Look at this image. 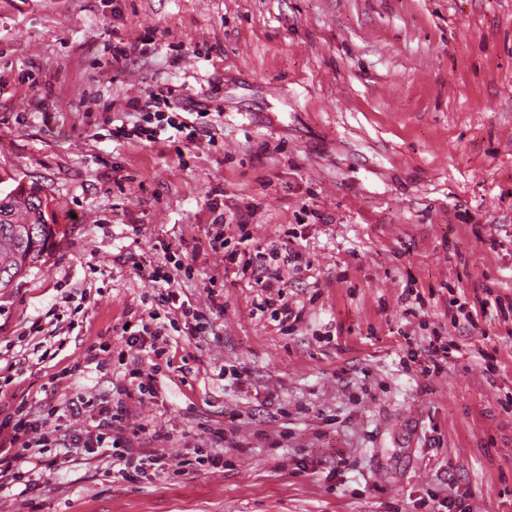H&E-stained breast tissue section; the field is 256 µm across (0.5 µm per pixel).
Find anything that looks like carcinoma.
Instances as JSON below:
<instances>
[{"label": "carcinoma", "mask_w": 512, "mask_h": 512, "mask_svg": "<svg viewBox=\"0 0 512 512\" xmlns=\"http://www.w3.org/2000/svg\"><path fill=\"white\" fill-rule=\"evenodd\" d=\"M13 184H8V181ZM42 186L24 189L16 178L0 177V288L27 272L39 261L56 234V212L43 208Z\"/></svg>", "instance_id": "cac0c4a2"}]
</instances>
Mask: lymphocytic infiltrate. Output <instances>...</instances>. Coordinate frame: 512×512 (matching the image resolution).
<instances>
[{
  "instance_id": "1",
  "label": "lymphocytic infiltrate",
  "mask_w": 512,
  "mask_h": 512,
  "mask_svg": "<svg viewBox=\"0 0 512 512\" xmlns=\"http://www.w3.org/2000/svg\"><path fill=\"white\" fill-rule=\"evenodd\" d=\"M153 110L147 113L144 124L126 128L118 127L116 134L125 139H139L154 143L162 132L174 129L195 138L199 126L197 120L170 113L169 96L150 93ZM156 287L154 300L158 307L150 311L148 318L139 327L124 324L128 347L143 352V360L134 361L128 371L129 381L117 391L118 398L111 406L93 408L92 402L79 396L68 399L66 412L74 427L64 435H56L48 421L35 419L27 402H19L10 410L0 409V492L15 486L25 490L35 489L43 476L57 470L64 459L59 447L82 448L89 454H105L112 459V477L133 482L148 477L166 464L160 442L166 434L155 430L145 432L143 427H129L127 419L132 404L153 401L158 396V359L167 353L165 325L161 314L182 313L190 316L175 286L172 270L166 264H158L148 273ZM95 412V424L91 428L80 427L79 421L88 412ZM149 434L153 445L149 448L138 444L140 434Z\"/></svg>"
}]
</instances>
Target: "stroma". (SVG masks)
Masks as SVG:
<instances>
[{"label":"stroma","mask_w":512,"mask_h":512,"mask_svg":"<svg viewBox=\"0 0 512 512\" xmlns=\"http://www.w3.org/2000/svg\"><path fill=\"white\" fill-rule=\"evenodd\" d=\"M118 38L143 53L114 63ZM167 87L207 105L203 133L113 137ZM4 173L45 186L58 233L0 288V400L112 401L122 363L63 370L100 342L136 357L122 327L172 259L204 329L167 327L161 395L128 422L224 465L127 482L73 452L0 512H512V0H0ZM273 267L289 331L258 308ZM489 292L506 307L453 328ZM36 321L53 360L19 338ZM436 332L460 350L427 376ZM261 274L262 276H257L255 279L256 283L261 285L262 288L267 290H275V295L277 296V301L280 302V308L276 309L279 315H281V319L279 323L285 327L293 329L295 324L301 320V312L292 308L288 298L286 297L287 292L285 288H288L286 282L283 280V277L280 275L278 268L273 271H269L265 269ZM288 323V325H287Z\"/></svg>","instance_id":"stroma-1"}]
</instances>
